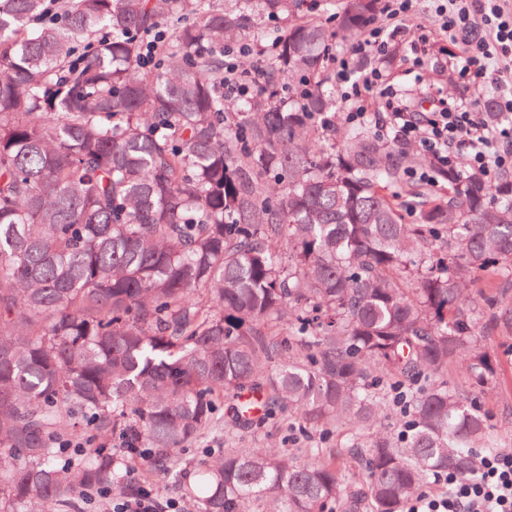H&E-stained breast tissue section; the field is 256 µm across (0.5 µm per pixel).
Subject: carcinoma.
<instances>
[{
    "mask_svg": "<svg viewBox=\"0 0 512 512\" xmlns=\"http://www.w3.org/2000/svg\"><path fill=\"white\" fill-rule=\"evenodd\" d=\"M188 2L143 67L139 35ZM302 2L65 0L33 27L45 0H0V512L136 492L110 437L178 472L193 512H403L425 480L470 472L485 421L445 381L411 394L397 437L359 431L382 377L411 386L463 357L487 381L463 288L512 278V177L458 164L448 198L399 204L404 143L324 144L330 24L355 39L379 0H323L276 42L265 87L224 100V47ZM244 390L346 444L223 448L186 480L177 450ZM344 455L370 473L345 494Z\"/></svg>",
    "mask_w": 512,
    "mask_h": 512,
    "instance_id": "cac0c4a2",
    "label": "carcinoma"
}]
</instances>
